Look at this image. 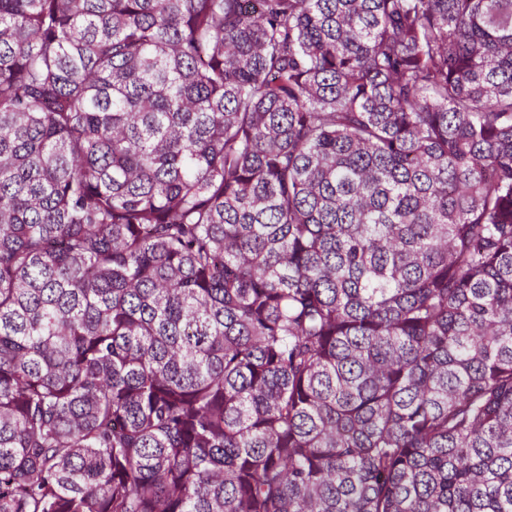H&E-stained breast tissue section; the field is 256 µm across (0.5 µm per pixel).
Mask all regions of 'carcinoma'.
Here are the masks:
<instances>
[{
    "instance_id": "carcinoma-1",
    "label": "carcinoma",
    "mask_w": 512,
    "mask_h": 512,
    "mask_svg": "<svg viewBox=\"0 0 512 512\" xmlns=\"http://www.w3.org/2000/svg\"><path fill=\"white\" fill-rule=\"evenodd\" d=\"M0 512H512V0H0Z\"/></svg>"
}]
</instances>
